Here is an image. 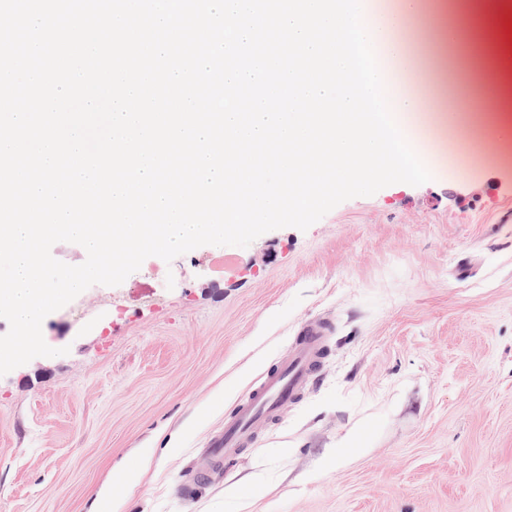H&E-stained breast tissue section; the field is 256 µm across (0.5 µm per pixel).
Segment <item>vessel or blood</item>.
<instances>
[{
    "label": "vessel or blood",
    "mask_w": 512,
    "mask_h": 512,
    "mask_svg": "<svg viewBox=\"0 0 512 512\" xmlns=\"http://www.w3.org/2000/svg\"><path fill=\"white\" fill-rule=\"evenodd\" d=\"M332 328L327 320L303 322L286 354L275 359L224 420V430L215 435L195 481L210 479L230 467L242 450L276 422L289 404L295 403L314 384L329 352Z\"/></svg>",
    "instance_id": "1"
}]
</instances>
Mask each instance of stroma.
Here are the masks:
<instances>
[{
	"label": "stroma",
	"mask_w": 512,
	"mask_h": 512,
	"mask_svg": "<svg viewBox=\"0 0 512 512\" xmlns=\"http://www.w3.org/2000/svg\"><path fill=\"white\" fill-rule=\"evenodd\" d=\"M402 38L431 82V181L346 200L307 230L151 256L47 315L55 357L0 377V512H512V143L478 72ZM332 322L321 380L213 483L209 437L305 320ZM367 430L363 447L345 448ZM179 437L180 449L168 445ZM152 464L131 489L112 470Z\"/></svg>",
	"instance_id": "35a3bbf8"
}]
</instances>
